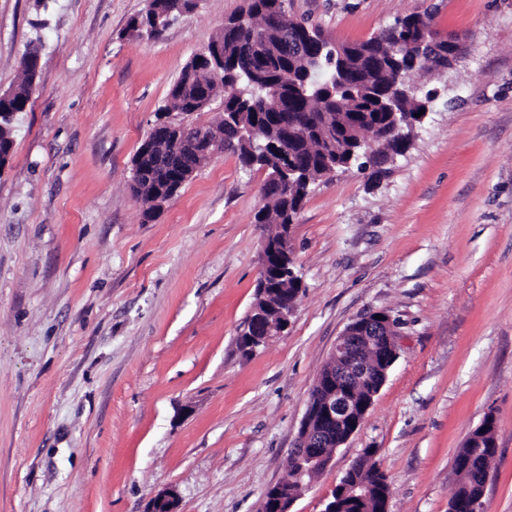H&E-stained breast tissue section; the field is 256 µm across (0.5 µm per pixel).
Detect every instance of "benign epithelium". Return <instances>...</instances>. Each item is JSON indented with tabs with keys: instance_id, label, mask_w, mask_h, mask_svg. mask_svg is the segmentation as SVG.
I'll use <instances>...</instances> for the list:
<instances>
[{
	"instance_id": "benign-epithelium-1",
	"label": "benign epithelium",
	"mask_w": 512,
	"mask_h": 512,
	"mask_svg": "<svg viewBox=\"0 0 512 512\" xmlns=\"http://www.w3.org/2000/svg\"><path fill=\"white\" fill-rule=\"evenodd\" d=\"M167 138L174 147L167 155L176 159L185 175L193 173L190 157L197 154L195 143L181 137L185 121L177 116L162 119ZM281 261L295 262L291 250L264 244L260 271L269 267L275 253ZM382 318H377V315ZM253 334L245 337L244 349L251 350L264 343L275 330L282 331V322L289 321L290 313L271 315L268 308H253ZM394 322L386 311L370 312L351 322L337 338L331 353L333 363L319 372L313 384L316 397L308 400L307 409L298 437L292 448L296 465L298 489L288 492L281 485L270 487L263 499L262 512H289L299 493L309 487L327 467L335 452L362 425L374 399L384 385L388 371L398 358V342L392 338ZM366 382L371 391L364 399L353 392V384ZM372 495L370 486H351L339 483L328 498L322 512H343L336 502L367 501ZM147 512H178V498L174 490L165 489L151 500Z\"/></svg>"
}]
</instances>
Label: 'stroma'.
Returning a JSON list of instances; mask_svg holds the SVG:
<instances>
[{"label":"stroma","mask_w":512,"mask_h":512,"mask_svg":"<svg viewBox=\"0 0 512 512\" xmlns=\"http://www.w3.org/2000/svg\"><path fill=\"white\" fill-rule=\"evenodd\" d=\"M148 0H0V93L40 69L0 171V512H259L288 471L317 374L357 317L398 321L399 357L361 427L294 501L322 512L365 449L388 512H448L487 415L486 512H512V0H292L354 43L429 12L461 38L410 145L372 184H316L291 227L302 291L251 351L263 173L224 154L148 221L134 154L171 84L244 0H198L156 39Z\"/></svg>","instance_id":"obj_1"}]
</instances>
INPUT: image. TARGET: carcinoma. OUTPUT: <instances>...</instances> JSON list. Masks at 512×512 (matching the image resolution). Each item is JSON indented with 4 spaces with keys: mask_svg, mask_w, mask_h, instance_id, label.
<instances>
[{
    "mask_svg": "<svg viewBox=\"0 0 512 512\" xmlns=\"http://www.w3.org/2000/svg\"><path fill=\"white\" fill-rule=\"evenodd\" d=\"M196 8L197 0H149L126 33L157 39L168 20ZM273 15L277 22L267 24ZM435 34L430 16L414 13L366 41L336 44L308 20L295 17L290 0H245L242 12L227 18L209 43L224 57L222 78L190 61L170 86L160 111L190 117L208 108L216 96H224V109L209 126L224 129L223 152L236 155L244 170L264 172L265 204L255 223L269 225L276 237L279 225L295 220L312 187L323 180L328 162H336L338 169L372 168L380 176L405 152L407 145L395 129L409 131L421 110L418 103L430 100L428 94H415L408 76L416 71L438 73L457 62L449 40L419 56L420 41ZM37 54V47L28 49L20 63V82L9 100H0V113H10L0 119V147L5 150L13 147V120L24 111L37 75L26 61ZM276 95L288 101L287 113L264 107ZM157 140L159 148L147 151L140 146L132 160L141 176L130 189L135 198L151 204L143 212L147 220L161 212V206H152L157 190L164 188L174 196L186 182L175 163L159 160L169 144L160 136ZM284 140L302 174L292 182L277 183L270 179L267 153ZM298 282L295 267H281L268 279L267 304L282 305V288L292 290L288 304H294L301 291ZM491 460L490 455L461 448L454 497L478 501Z\"/></svg>",
    "mask_w": 512,
    "mask_h": 512,
    "instance_id": "1",
    "label": "carcinoma"
}]
</instances>
